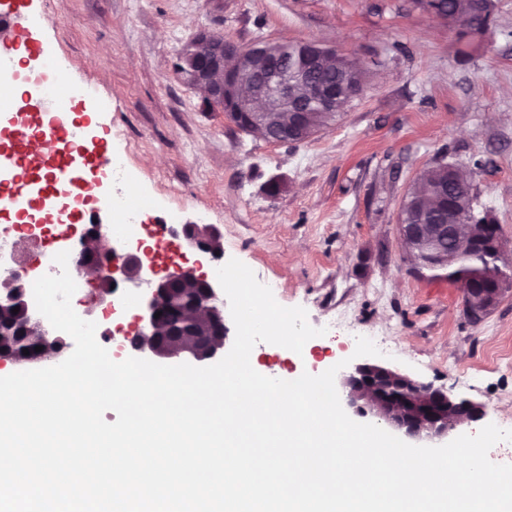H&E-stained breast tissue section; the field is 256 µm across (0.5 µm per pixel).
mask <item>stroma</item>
I'll use <instances>...</instances> for the list:
<instances>
[{"label": "stroma", "mask_w": 512, "mask_h": 512, "mask_svg": "<svg viewBox=\"0 0 512 512\" xmlns=\"http://www.w3.org/2000/svg\"><path fill=\"white\" fill-rule=\"evenodd\" d=\"M474 44L413 0H28L26 25L79 95L108 148L127 156L137 193L183 221L209 209L236 258L286 307L325 334L302 353L261 342L278 376L320 374L378 337L382 365L480 402L464 426L512 429V289L480 322L460 288L403 262L397 224L407 190L436 156L473 173L477 203L512 248V0H494ZM200 29L237 44L312 40L358 58L364 95L331 127L296 145L246 134L206 109L175 71ZM285 187L266 193L271 178Z\"/></svg>", "instance_id": "stroma-1"}]
</instances>
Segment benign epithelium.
<instances>
[{
	"instance_id": "7a95c632",
	"label": "benign epithelium",
	"mask_w": 512,
	"mask_h": 512,
	"mask_svg": "<svg viewBox=\"0 0 512 512\" xmlns=\"http://www.w3.org/2000/svg\"><path fill=\"white\" fill-rule=\"evenodd\" d=\"M178 57L192 87L204 92L209 103L222 104L224 118L235 126H265L278 129L266 137L273 144H298L314 136L306 127V114L296 110V124L305 136L288 137V130L278 128L277 113L290 102L293 81L284 74L263 84L254 83L255 69L244 55V47L226 37L216 39L210 31H199L181 47ZM313 93L327 110H336L335 89L326 84L315 85ZM470 248L492 257L504 256L505 248L497 224H471ZM456 224H399L398 237L403 258L414 262V271L425 274L444 268L439 263L437 241L456 236ZM223 233L215 224L184 225L183 240L187 248L197 250L218 260L213 244L222 240ZM79 256L77 271L94 274L95 294L92 302L112 304L115 290L133 284L145 287L147 295L131 341V349L151 361L199 364L213 360L223 353L228 329L224 320V299L218 282L196 275L191 267L178 265L164 276L155 271L139 255L128 252L115 257V248L102 234L100 225L93 224L76 241ZM109 284L100 288V282ZM182 283L184 302L193 309L196 325L167 327L155 313L174 301L173 285ZM115 288H110V285ZM512 277L504 276L493 288L480 292L464 291L465 303L474 321L481 320L499 302ZM20 305L33 332L43 337L48 347L62 343L61 336L48 320L34 310L21 286L11 285L0 290V307ZM348 405L362 416L385 422L417 443L439 441L461 425L460 416L470 421L482 414L480 404L466 398L453 397L441 387L423 382L377 363L355 366L344 376Z\"/></svg>"
}]
</instances>
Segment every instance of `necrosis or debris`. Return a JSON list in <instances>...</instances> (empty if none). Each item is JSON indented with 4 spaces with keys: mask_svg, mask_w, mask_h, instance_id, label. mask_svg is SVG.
<instances>
[{
    "mask_svg": "<svg viewBox=\"0 0 512 512\" xmlns=\"http://www.w3.org/2000/svg\"><path fill=\"white\" fill-rule=\"evenodd\" d=\"M50 151L65 156L72 177L92 179L99 194L92 202L78 200L70 180H65L56 184L50 193L35 199L23 194L14 196L10 203L13 211L25 214L36 207L42 212L44 221L40 224H0V275L29 288L43 275L59 274L60 268L54 257L64 251L65 238L73 228L77 212H90L98 205L112 211V223L102 228L110 242L132 247L145 261H152L154 250L146 239L150 227L143 224L141 218L151 212L154 203L150 197L126 193V186L133 184L135 176L125 157L106 154L98 167L91 169L78 140L53 143ZM21 238L29 243L27 251L17 249V241Z\"/></svg>",
    "mask_w": 512,
    "mask_h": 512,
    "instance_id": "4bbe7bcc",
    "label": "necrosis or debris"
}]
</instances>
